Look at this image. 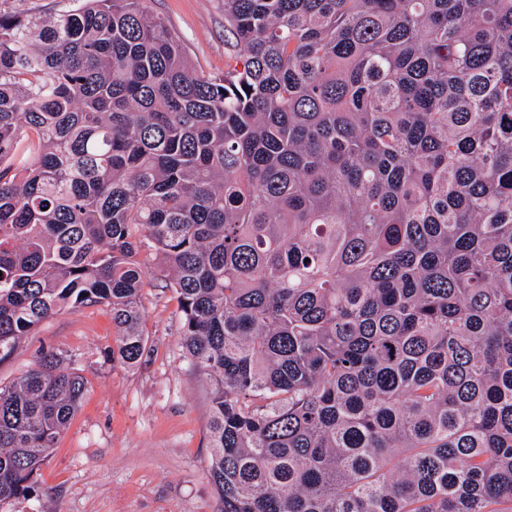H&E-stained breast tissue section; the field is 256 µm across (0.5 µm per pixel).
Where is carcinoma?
I'll return each instance as SVG.
<instances>
[{
	"label": "carcinoma",
	"mask_w": 512,
	"mask_h": 512,
	"mask_svg": "<svg viewBox=\"0 0 512 512\" xmlns=\"http://www.w3.org/2000/svg\"><path fill=\"white\" fill-rule=\"evenodd\" d=\"M0 9V363L67 306L148 354L142 249L210 392L221 512H512V0ZM87 379L0 387L26 500ZM149 5L180 39L191 68L224 72V0H152Z\"/></svg>",
	"instance_id": "1"
}]
</instances>
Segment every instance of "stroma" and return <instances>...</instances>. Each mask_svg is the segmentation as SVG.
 I'll return each mask as SVG.
<instances>
[{
    "label": "stroma",
    "mask_w": 512,
    "mask_h": 512,
    "mask_svg": "<svg viewBox=\"0 0 512 512\" xmlns=\"http://www.w3.org/2000/svg\"><path fill=\"white\" fill-rule=\"evenodd\" d=\"M191 68L224 71V0H151ZM150 352L128 367L108 359L117 332L107 308L69 307L42 322L0 363V385L35 367L43 348L70 355L87 379L83 403L41 464L30 499L0 512H218L208 479L210 398L180 344L176 296L142 292Z\"/></svg>",
    "instance_id": "1"
}]
</instances>
